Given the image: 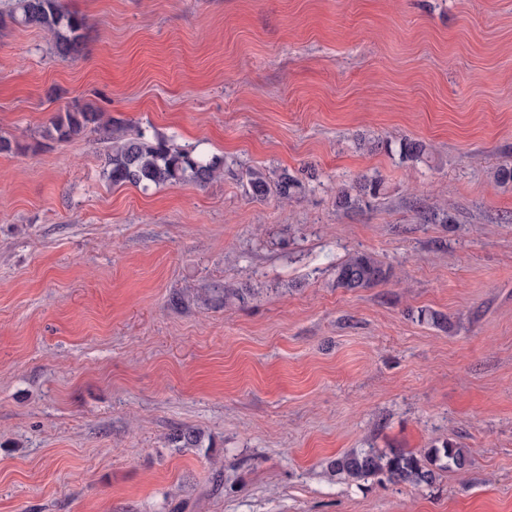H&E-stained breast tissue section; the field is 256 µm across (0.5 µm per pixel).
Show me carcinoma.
Masks as SVG:
<instances>
[{"label": "carcinoma", "instance_id": "1", "mask_svg": "<svg viewBox=\"0 0 512 512\" xmlns=\"http://www.w3.org/2000/svg\"><path fill=\"white\" fill-rule=\"evenodd\" d=\"M9 17L23 26L49 31L53 35L54 54L63 61L75 57L81 50L86 18L63 9L59 0H16ZM91 127L107 129L108 122L104 121L102 111L67 108L54 115L45 127L43 137L66 142ZM401 153L406 160L420 161L426 154V145L420 141H405ZM223 172V159L174 147L164 139H150L142 131L113 145L102 170L103 177L114 186L131 184L145 188L183 183L204 187ZM247 185L248 192L257 200L265 198L272 189L286 201L304 191L302 182L286 169L276 173L271 183L263 174L251 171L247 174ZM377 189L378 182L366 180L354 187V196L351 191L342 190L339 203L350 208L359 203L360 197L374 194ZM392 276L391 268L372 254L354 252L336 264L335 286L356 292L386 283ZM173 440L184 448H197L201 444V434L187 427L179 430ZM468 466L465 450L446 441L419 454L399 449L359 448L331 461L329 468L333 475L353 482L383 476L395 484L431 487L440 473L462 472Z\"/></svg>", "mask_w": 512, "mask_h": 512}]
</instances>
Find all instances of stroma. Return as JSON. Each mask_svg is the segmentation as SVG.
Listing matches in <instances>:
<instances>
[{
  "mask_svg": "<svg viewBox=\"0 0 512 512\" xmlns=\"http://www.w3.org/2000/svg\"><path fill=\"white\" fill-rule=\"evenodd\" d=\"M61 3L73 60L0 22V512H512V0ZM86 103L111 134L42 139ZM140 130L223 178L108 183ZM356 251L391 281L334 287ZM446 440L430 487L327 471ZM275 176V180L273 181L275 192L282 200H291L301 194L305 189L302 182L288 172V170L282 169L280 172L275 173Z\"/></svg>",
  "mask_w": 512,
  "mask_h": 512,
  "instance_id": "1",
  "label": "stroma"
}]
</instances>
